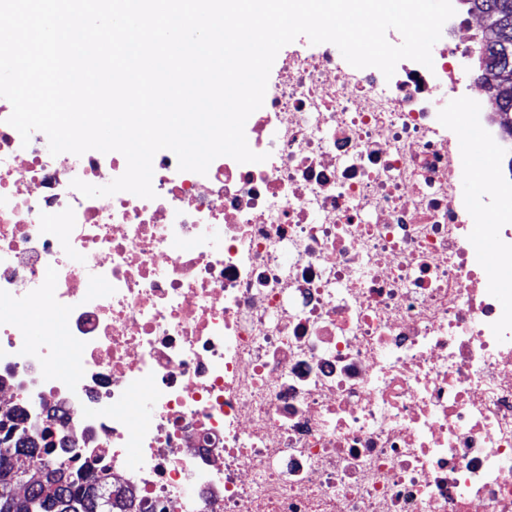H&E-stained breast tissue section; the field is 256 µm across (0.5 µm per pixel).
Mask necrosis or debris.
Returning a JSON list of instances; mask_svg holds the SVG:
<instances>
[{"label":"necrosis or debris","instance_id":"4bbe7bcc","mask_svg":"<svg viewBox=\"0 0 512 512\" xmlns=\"http://www.w3.org/2000/svg\"><path fill=\"white\" fill-rule=\"evenodd\" d=\"M459 32L389 79L298 37L245 124L263 162L201 175L159 151L151 200L84 196L73 179L108 184L125 157L22 143L1 101L17 429L100 469L114 512H512V172L477 215L456 183L463 141L512 160V136L473 95L477 26Z\"/></svg>","mask_w":512,"mask_h":512}]
</instances>
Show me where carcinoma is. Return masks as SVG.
I'll return each instance as SVG.
<instances>
[{"label":"carcinoma","instance_id":"cac0c4a2","mask_svg":"<svg viewBox=\"0 0 512 512\" xmlns=\"http://www.w3.org/2000/svg\"><path fill=\"white\" fill-rule=\"evenodd\" d=\"M485 21L482 54L485 68L481 76H492L497 88L491 95L496 111L502 115L506 133L512 135V0H468ZM14 410L0 415V467L13 470L8 481L0 480V512H61L67 503L72 512H113L106 504V491L86 482L79 469H66L50 459L42 468L29 473L27 459L38 451V438L14 434L7 425Z\"/></svg>","mask_w":512,"mask_h":512}]
</instances>
